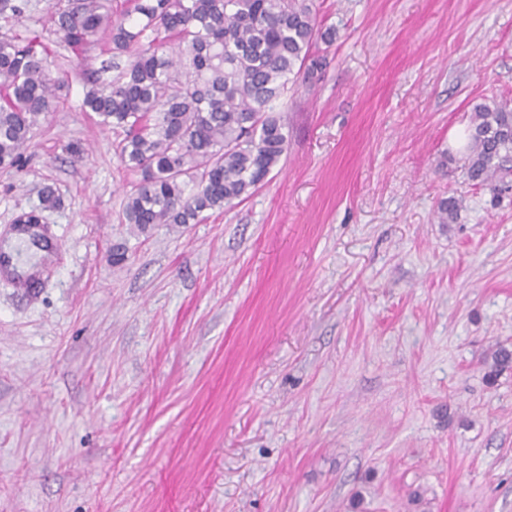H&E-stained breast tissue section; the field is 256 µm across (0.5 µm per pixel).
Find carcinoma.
Segmentation results:
<instances>
[{
    "instance_id": "1",
    "label": "carcinoma",
    "mask_w": 512,
    "mask_h": 512,
    "mask_svg": "<svg viewBox=\"0 0 512 512\" xmlns=\"http://www.w3.org/2000/svg\"><path fill=\"white\" fill-rule=\"evenodd\" d=\"M50 34L76 56L101 46L118 74L85 75L84 107L122 139L124 167L139 176L123 209L146 232L196 224L250 196L288 151L274 104L298 79L327 66L313 0H55ZM45 36L0 33V168L20 166L38 117L54 108L67 75H52ZM466 177L495 193L512 175V107H474ZM59 205L50 189L19 224Z\"/></svg>"
}]
</instances>
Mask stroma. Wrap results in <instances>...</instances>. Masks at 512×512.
Listing matches in <instances>:
<instances>
[{"label": "stroma", "mask_w": 512, "mask_h": 512, "mask_svg": "<svg viewBox=\"0 0 512 512\" xmlns=\"http://www.w3.org/2000/svg\"><path fill=\"white\" fill-rule=\"evenodd\" d=\"M315 5L337 37L287 154L197 224L124 222L137 177L83 105L112 57L51 55L68 82L0 169V244L60 199L30 286L0 278V512H512V190L454 145L512 101V0ZM59 203V198L55 196L52 190L47 189L43 191L40 197L39 207L36 210L20 214L16 219L17 226L15 227V230L26 229L28 227L27 225L19 224H40L42 218L38 209L41 211L55 209Z\"/></svg>", "instance_id": "35a3bbf8"}]
</instances>
